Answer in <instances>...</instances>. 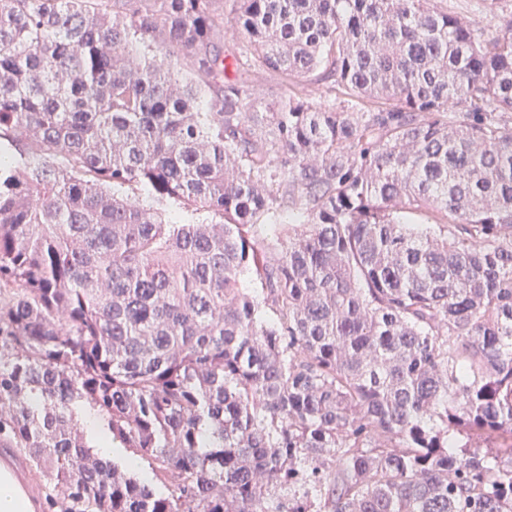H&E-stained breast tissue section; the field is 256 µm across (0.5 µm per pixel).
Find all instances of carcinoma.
<instances>
[{
	"instance_id": "carcinoma-1",
	"label": "carcinoma",
	"mask_w": 512,
	"mask_h": 512,
	"mask_svg": "<svg viewBox=\"0 0 512 512\" xmlns=\"http://www.w3.org/2000/svg\"><path fill=\"white\" fill-rule=\"evenodd\" d=\"M216 2L0 0V447L51 512H512V11ZM448 3V12L470 23L471 28L487 38L495 32L494 22L487 16L485 0H443ZM243 77L250 86L252 97L259 102H269L281 92L282 79L278 75L250 71ZM79 418L86 425V434L92 451L101 458H112V437L103 428L95 412L86 410L80 414Z\"/></svg>"
}]
</instances>
